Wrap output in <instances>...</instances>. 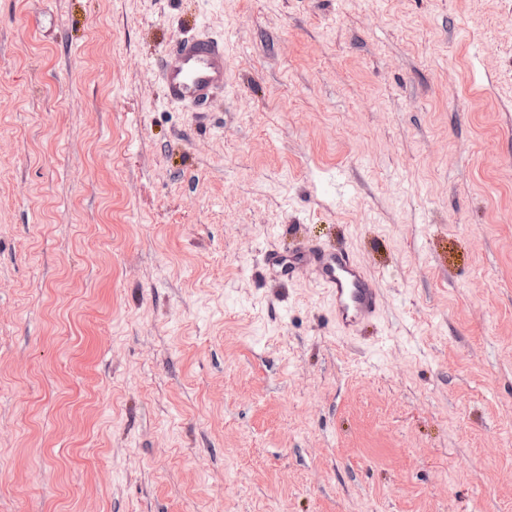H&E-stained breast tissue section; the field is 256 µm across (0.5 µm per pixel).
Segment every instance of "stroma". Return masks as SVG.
<instances>
[{
  "label": "stroma",
  "mask_w": 512,
  "mask_h": 512,
  "mask_svg": "<svg viewBox=\"0 0 512 512\" xmlns=\"http://www.w3.org/2000/svg\"><path fill=\"white\" fill-rule=\"evenodd\" d=\"M0 512H512L507 0H0ZM161 75L170 100L195 103L224 85V47L212 39L185 42L163 63ZM290 267L312 265L318 283L330 295L336 325L354 333L381 309V295L365 269L346 250L308 251L291 257Z\"/></svg>",
  "instance_id": "obj_1"
}]
</instances>
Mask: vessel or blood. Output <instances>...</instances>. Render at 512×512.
Instances as JSON below:
<instances>
[{"label": "vessel or blood", "instance_id": "obj_1", "mask_svg": "<svg viewBox=\"0 0 512 512\" xmlns=\"http://www.w3.org/2000/svg\"><path fill=\"white\" fill-rule=\"evenodd\" d=\"M168 98L194 103L224 83V48L212 39L183 43L162 65ZM291 265H311L318 283L329 294L336 325L353 333L381 309V295L365 269L343 249L309 251L290 259Z\"/></svg>", "mask_w": 512, "mask_h": 512}]
</instances>
